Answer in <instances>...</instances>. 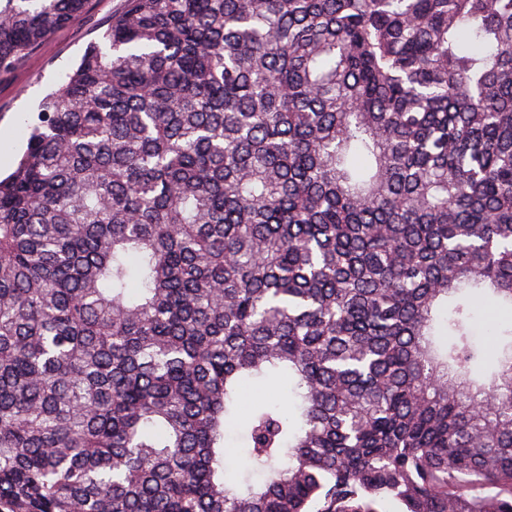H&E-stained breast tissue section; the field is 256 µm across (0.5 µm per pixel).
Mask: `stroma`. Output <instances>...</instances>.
Returning a JSON list of instances; mask_svg holds the SVG:
<instances>
[{
	"label": "stroma",
	"mask_w": 512,
	"mask_h": 512,
	"mask_svg": "<svg viewBox=\"0 0 512 512\" xmlns=\"http://www.w3.org/2000/svg\"><path fill=\"white\" fill-rule=\"evenodd\" d=\"M124 0H88L83 18L57 28L11 69L0 72V173L8 174L26 148L27 126L43 96L100 41Z\"/></svg>",
	"instance_id": "stroma-1"
}]
</instances>
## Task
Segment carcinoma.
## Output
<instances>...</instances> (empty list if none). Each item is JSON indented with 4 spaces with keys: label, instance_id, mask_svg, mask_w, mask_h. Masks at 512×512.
I'll return each mask as SVG.
<instances>
[{
    "label": "carcinoma",
    "instance_id": "1",
    "mask_svg": "<svg viewBox=\"0 0 512 512\" xmlns=\"http://www.w3.org/2000/svg\"><path fill=\"white\" fill-rule=\"evenodd\" d=\"M485 304L512 0H126L0 179V512H512Z\"/></svg>",
    "mask_w": 512,
    "mask_h": 512
}]
</instances>
